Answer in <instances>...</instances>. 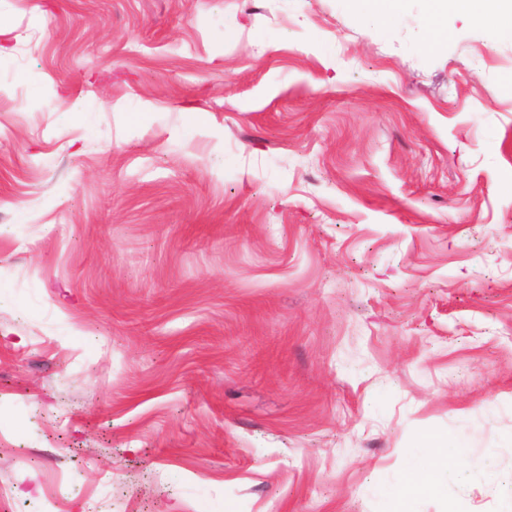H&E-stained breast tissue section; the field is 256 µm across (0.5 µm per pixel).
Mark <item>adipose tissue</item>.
<instances>
[{"mask_svg": "<svg viewBox=\"0 0 512 512\" xmlns=\"http://www.w3.org/2000/svg\"><path fill=\"white\" fill-rule=\"evenodd\" d=\"M458 9L478 17L490 27L512 29V0H429L424 24L432 43H439L447 37L448 15ZM465 470L462 464L448 468L436 463L426 471L409 467L404 478L408 497L445 495L449 482L461 478Z\"/></svg>", "mask_w": 512, "mask_h": 512, "instance_id": "adipose-tissue-1", "label": "adipose tissue"}]
</instances>
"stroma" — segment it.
I'll return each mask as SVG.
<instances>
[{"instance_id":"35a3bbf8","label":"stroma","mask_w":512,"mask_h":512,"mask_svg":"<svg viewBox=\"0 0 512 512\" xmlns=\"http://www.w3.org/2000/svg\"><path fill=\"white\" fill-rule=\"evenodd\" d=\"M424 0H0V512H512V35ZM403 3V0H350L351 8L356 14L372 21L381 29L395 21ZM467 466L459 464L451 469L448 466L433 465L425 473L419 467L407 468L404 484L407 488L405 497L401 498L396 506V512H409L406 507L407 499L420 495L444 496L447 494L448 483L461 478Z\"/></svg>"}]
</instances>
